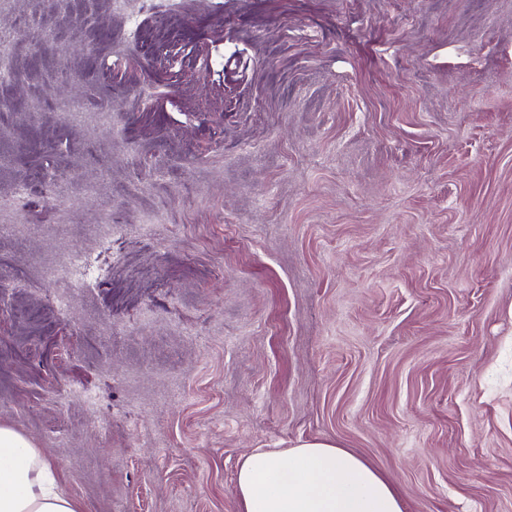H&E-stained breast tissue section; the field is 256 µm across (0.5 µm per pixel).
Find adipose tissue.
Listing matches in <instances>:
<instances>
[{
	"mask_svg": "<svg viewBox=\"0 0 512 512\" xmlns=\"http://www.w3.org/2000/svg\"><path fill=\"white\" fill-rule=\"evenodd\" d=\"M236 494L241 512H404L373 466L327 442L252 452L238 468ZM0 512H81L44 450L3 424Z\"/></svg>",
	"mask_w": 512,
	"mask_h": 512,
	"instance_id": "adipose-tissue-1",
	"label": "adipose tissue"
}]
</instances>
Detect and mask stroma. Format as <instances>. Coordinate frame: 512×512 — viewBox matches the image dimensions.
Masks as SVG:
<instances>
[{
    "mask_svg": "<svg viewBox=\"0 0 512 512\" xmlns=\"http://www.w3.org/2000/svg\"><path fill=\"white\" fill-rule=\"evenodd\" d=\"M0 68V424L82 512L311 441L512 512V0H0ZM97 262L89 255H78L69 264L50 271L52 276H74L83 282H92L96 278Z\"/></svg>",
    "mask_w": 512,
    "mask_h": 512,
    "instance_id": "1",
    "label": "stroma"
}]
</instances>
